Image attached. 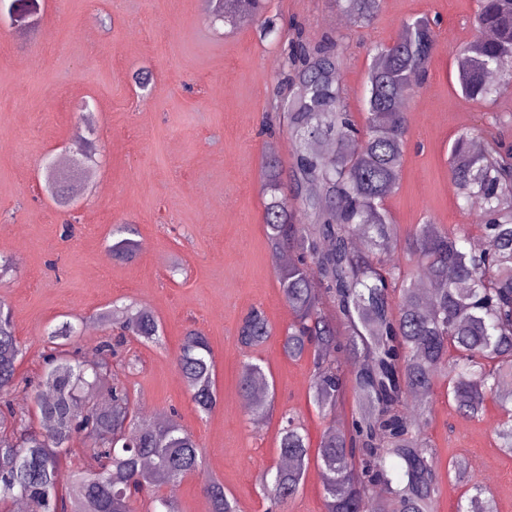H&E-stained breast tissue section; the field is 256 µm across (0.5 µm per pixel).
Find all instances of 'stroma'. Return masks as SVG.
I'll return each instance as SVG.
<instances>
[{"mask_svg":"<svg viewBox=\"0 0 512 512\" xmlns=\"http://www.w3.org/2000/svg\"><path fill=\"white\" fill-rule=\"evenodd\" d=\"M476 0H384L370 27L341 21L335 0H267L281 39H261L251 24H211L199 0H42L41 23L25 35L0 27V255L13 270L0 280L24 346L18 375L43 371L44 335L69 320L72 344L88 354L112 339L101 320L113 304L133 302L162 323V345L128 340L112 375L131 390L142 414H176L204 451L205 474L224 483L240 512H269L260 474L277 461L281 415L294 413L311 446L328 424L344 426L353 404L323 417L308 396L309 359L293 360L280 338L290 321L263 223L260 171L268 145L289 141L285 128L262 133L279 92V75L295 33L310 43L335 39L342 53L349 112L360 114L370 45L396 39L406 20L436 21L437 49L423 88L405 102L408 136L398 190L386 208L399 233L430 217L463 224L482 237L473 210L461 209L448 155L461 132L502 125L512 145V94L480 103L457 83L456 58L474 34ZM149 72L139 89L136 75ZM74 154L84 162L77 208L57 206L44 191V166ZM134 225L142 251L113 259L112 229ZM264 310L273 335L243 354L238 325ZM208 337L219 401L197 412L175 357L189 331ZM261 359L276 388L272 417L254 425L242 407V361ZM137 361L128 371L125 361ZM502 416L459 414L436 396L426 435L439 461L436 512H454L462 489L448 475L452 456L492 469L485 485L498 512H512V456L496 446ZM204 476L171 489L179 512H210Z\"/></svg>","mask_w":512,"mask_h":512,"instance_id":"stroma-1","label":"stroma"}]
</instances>
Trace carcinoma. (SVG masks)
<instances>
[{
    "mask_svg": "<svg viewBox=\"0 0 512 512\" xmlns=\"http://www.w3.org/2000/svg\"><path fill=\"white\" fill-rule=\"evenodd\" d=\"M353 24L370 26L383 0H336ZM476 34L458 54L461 92L482 102L512 92V0H477ZM263 0H213L215 15L234 26L258 18ZM404 35L375 44L366 76L362 123L348 112L340 52L332 39L311 45L291 42L278 100L293 142L291 194L275 157L261 169L266 236L274 250L292 260L277 270L291 320L282 336L284 353L309 357L310 400L326 416L346 390L357 410L348 429L327 427L311 452L293 415L281 416L278 458L285 469H267L263 496L277 507L299 492L313 464L323 473V512H434L440 494L438 459L422 430L407 417L412 393L451 399L456 410L480 417L487 402L503 417L494 424L497 446L512 455V154L496 142L476 154L474 134L453 141L448 172L464 206L476 203L487 248L467 247L463 225L426 220L404 237L385 208L400 181L408 135L402 102L426 78L437 48L430 20L403 26ZM486 30L497 36L483 37ZM498 73L500 83L487 79ZM135 229L113 230L112 257L129 261L141 250L130 238ZM412 261L406 268L389 257L396 248ZM119 335L80 360L63 346L75 327L63 321L48 332L50 348L38 381L25 383L32 409L11 399L18 389L23 354L9 305L0 301V403L16 431L0 441V501L12 497L27 512H177L163 489L204 471L202 449L176 418L146 423L126 386L110 383L94 370L119 357L130 336L144 344L162 339L159 320L134 305L112 312ZM272 329L264 312L251 309L236 342L243 351L265 344ZM349 358L358 368L342 370ZM192 403L211 413L218 402L215 358L208 338L189 332L176 357ZM49 386L52 397L39 388ZM239 393L252 420L268 416L274 381L256 360L243 362ZM106 392L109 403L77 411L90 389ZM39 419L31 426L29 411ZM83 435L91 454L71 468L64 464L71 439ZM448 472L464 487L455 512H496L485 486L475 481L467 461L448 462ZM203 491L210 512H238L224 484L209 476Z\"/></svg>",
    "mask_w": 512,
    "mask_h": 512,
    "instance_id": "carcinoma-1",
    "label": "carcinoma"
}]
</instances>
